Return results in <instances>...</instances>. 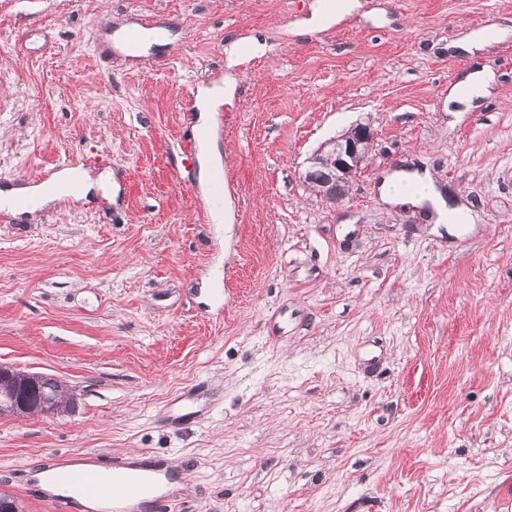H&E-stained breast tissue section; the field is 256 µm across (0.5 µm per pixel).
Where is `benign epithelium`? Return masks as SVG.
<instances>
[{
	"mask_svg": "<svg viewBox=\"0 0 512 512\" xmlns=\"http://www.w3.org/2000/svg\"><path fill=\"white\" fill-rule=\"evenodd\" d=\"M372 142L373 132L364 124H358L344 135L329 140L309 159L305 181L324 200H342L352 179L361 169ZM37 377V373L0 364V419L30 415L53 416L65 406L61 401L65 397L64 388L61 386L58 387L57 395H44L33 402L20 395L27 382Z\"/></svg>",
	"mask_w": 512,
	"mask_h": 512,
	"instance_id": "1",
	"label": "benign epithelium"
}]
</instances>
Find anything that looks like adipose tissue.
<instances>
[{"label":"adipose tissue","mask_w":512,"mask_h":512,"mask_svg":"<svg viewBox=\"0 0 512 512\" xmlns=\"http://www.w3.org/2000/svg\"><path fill=\"white\" fill-rule=\"evenodd\" d=\"M233 85H201L195 94L197 112L194 131L198 143V182L208 186L213 169L221 157L217 140L211 132L212 119L225 99L231 98ZM106 178L89 180L81 171L68 169L58 172L51 180L26 186H7L0 189V206L8 207L19 198L29 199L30 210H38L50 202L69 195L73 191L89 193L92 189L104 188ZM386 199L393 203L420 205L430 203L435 209L438 223L459 224L463 216L459 209L447 207L428 172L395 173L387 177L382 186Z\"/></svg>","instance_id":"adipose-tissue-1"}]
</instances>
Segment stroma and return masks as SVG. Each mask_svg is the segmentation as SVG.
I'll return each instance as SVG.
<instances>
[{
    "mask_svg": "<svg viewBox=\"0 0 512 512\" xmlns=\"http://www.w3.org/2000/svg\"><path fill=\"white\" fill-rule=\"evenodd\" d=\"M313 2L0 0V186L112 177L0 216V364L72 399L0 419L21 512H56L35 473L89 452L165 458L172 512H512V0H358L296 33ZM488 14L504 36L459 49ZM140 18L171 41L126 66ZM250 36L266 53L227 67ZM481 68L489 95L449 111ZM228 76L218 226L178 145L188 85ZM358 123L373 143L326 202L308 160ZM415 168L472 223L384 201Z\"/></svg>",
    "mask_w": 512,
    "mask_h": 512,
    "instance_id": "1",
    "label": "stroma"
}]
</instances>
